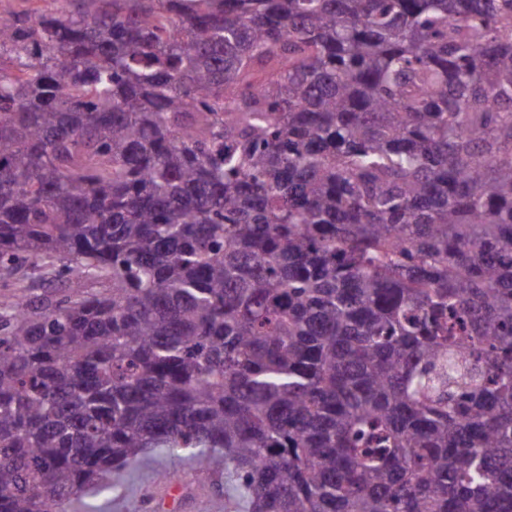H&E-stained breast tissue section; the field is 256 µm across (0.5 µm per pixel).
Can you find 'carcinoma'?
<instances>
[{
    "label": "carcinoma",
    "mask_w": 512,
    "mask_h": 512,
    "mask_svg": "<svg viewBox=\"0 0 512 512\" xmlns=\"http://www.w3.org/2000/svg\"><path fill=\"white\" fill-rule=\"evenodd\" d=\"M56 2L0 15V512L156 448L512 512V0Z\"/></svg>",
    "instance_id": "obj_1"
}]
</instances>
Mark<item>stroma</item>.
Segmentation results:
<instances>
[{"instance_id":"obj_1","label":"stroma","mask_w":512,"mask_h":512,"mask_svg":"<svg viewBox=\"0 0 512 512\" xmlns=\"http://www.w3.org/2000/svg\"><path fill=\"white\" fill-rule=\"evenodd\" d=\"M159 469L170 473L169 481L156 477ZM227 482L224 470L206 471L158 448L148 461L113 475L106 492L83 496L72 512H246L242 501H225Z\"/></svg>"}]
</instances>
